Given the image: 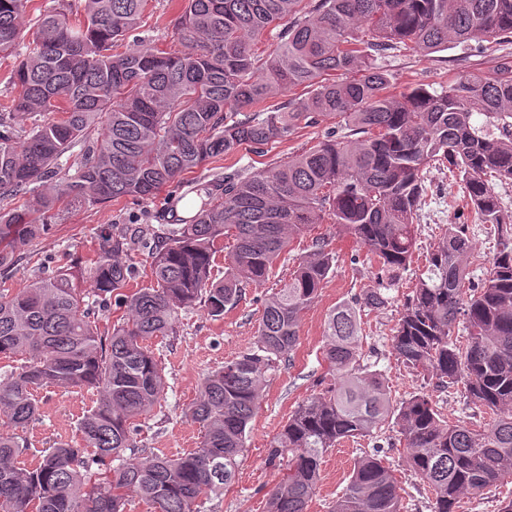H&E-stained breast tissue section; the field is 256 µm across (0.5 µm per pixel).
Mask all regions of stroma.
I'll return each instance as SVG.
<instances>
[{
  "mask_svg": "<svg viewBox=\"0 0 512 512\" xmlns=\"http://www.w3.org/2000/svg\"><path fill=\"white\" fill-rule=\"evenodd\" d=\"M179 0H151L143 26L137 37L125 41V49L156 46L176 47L174 20ZM481 58L463 45L431 54L399 49L389 51L379 64L391 75L390 93L398 94L417 85L441 89L461 75L471 72ZM328 123L302 127L286 140L269 146L258 155L246 150L214 160L171 184L168 194L154 199L126 198L117 203L73 207L61 221L53 224L48 234L21 248L20 261L8 273L6 283L19 287L39 264L50 269L69 268L74 262L94 256L104 230L119 233L130 227L166 223L171 209L181 197H207L218 179L225 175H248L255 169L286 159L322 140ZM427 193L418 222L417 246L412 260L400 274L398 287L389 290L385 308L364 310L361 316L364 361L385 377L393 399L411 395H432L445 420L463 421L482 426L486 414L473 405L462 387L435 390L426 377L410 371L392 350V336L400 319L404 301L410 295L417 276L448 225L463 224L473 242L474 255L468 272L471 282L483 280L490 271L498 251L497 232L481 223L466 207L462 187L447 171L430 168L426 174ZM319 234L325 235L336 254V262L321 290L317 303L304 315L299 327V344L292 360L279 362L271 371L261 407L252 423L247 449L233 487L211 502L212 512H267L271 489L283 475L282 468L267 462V449L280 432L291 412L316 390L326 365L322 360L324 323L336 304L350 300L362 291L376 287L377 265L371 264L366 248L341 235L335 225L323 224ZM273 280L247 288L240 303L226 310L223 318L210 317L204 307L183 312L180 332L173 339H153L152 350L162 366L167 388L160 409L132 432L136 453L162 452L176 455L199 447L202 433L187 414L204 379L225 361L250 350L254 342L257 320L265 296L270 294ZM41 405L39 419L22 433L28 443L25 459L40 455L59 441L79 442L78 420L91 406L93 395L61 388L38 391ZM382 447L383 462L392 470L402 498L403 512H432L431 495L411 470L400 429L395 421H387L373 436L347 441L348 456L339 448L325 454L320 481L308 512H328V507L346 486L355 460L374 447Z\"/></svg>",
  "mask_w": 512,
  "mask_h": 512,
  "instance_id": "obj_1",
  "label": "stroma"
}]
</instances>
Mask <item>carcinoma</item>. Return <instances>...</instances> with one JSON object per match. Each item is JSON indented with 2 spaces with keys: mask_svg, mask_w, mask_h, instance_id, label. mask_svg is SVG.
<instances>
[{
  "mask_svg": "<svg viewBox=\"0 0 512 512\" xmlns=\"http://www.w3.org/2000/svg\"><path fill=\"white\" fill-rule=\"evenodd\" d=\"M29 2L0 0V59H16L10 82L20 88L0 101V202L22 199L0 206V272L16 265L19 245L51 230L62 201L155 198L181 174L243 148L262 154L302 124L334 119L336 129L247 177H224L173 227L137 231L154 241L147 284L129 287L131 240L103 232L83 269L97 316L66 270L0 287V359L23 357L0 380V419L25 428L40 415L35 392L46 387L96 396L78 423L79 445L58 442L26 463L24 439L0 433V512H124L134 496L155 512H202L229 490L266 373L291 358L336 254L325 237L312 238V250L265 298L254 348L204 379L188 409L202 441L187 453L125 456L136 422L166 388L148 341L177 335L180 313L197 304L223 317L247 287L269 279L295 239L327 221L366 248L385 279L327 314L323 359L332 379L270 443L268 464L289 457L268 512H307L323 455L373 435L392 414L433 512H456L464 496L512 475V211L494 190L512 181V55L439 92L417 86L398 96L387 93L390 76L377 64L402 47L433 53L508 39L512 0H181V49L116 53L142 27L148 0H81L41 13L23 51ZM273 30L275 43L258 50ZM298 88L308 94L302 105L268 104ZM78 142L86 148L76 173L58 177V161ZM437 164L459 180L481 221L495 225L500 251L489 275L468 283L472 241L465 225H448L392 349L434 387L462 385L491 415L480 430L448 423L426 393L393 400L383 375L361 363L359 312L388 304L386 291L411 262L424 173ZM114 307L124 315L112 324ZM458 323L463 343L453 339ZM329 512H402L391 470L376 455L360 457Z\"/></svg>",
  "mask_w": 512,
  "mask_h": 512,
  "instance_id": "carcinoma-1",
  "label": "carcinoma"
}]
</instances>
